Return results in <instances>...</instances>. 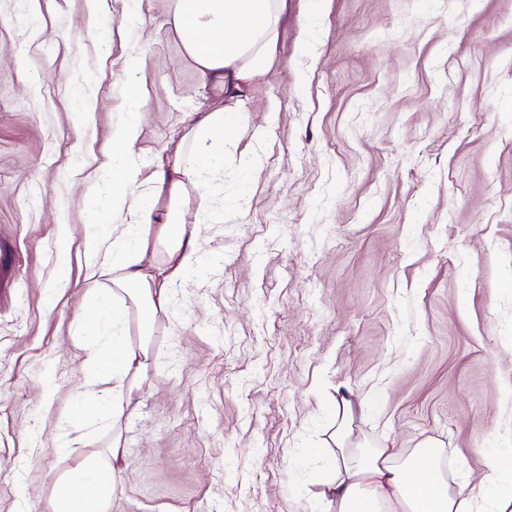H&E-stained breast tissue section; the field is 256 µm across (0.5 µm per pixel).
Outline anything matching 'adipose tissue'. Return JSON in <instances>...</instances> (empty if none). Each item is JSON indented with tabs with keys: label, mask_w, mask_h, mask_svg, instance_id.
Instances as JSON below:
<instances>
[{
	"label": "adipose tissue",
	"mask_w": 512,
	"mask_h": 512,
	"mask_svg": "<svg viewBox=\"0 0 512 512\" xmlns=\"http://www.w3.org/2000/svg\"><path fill=\"white\" fill-rule=\"evenodd\" d=\"M289 3L174 0L172 26L203 85L210 87L212 101L191 113L189 130L152 175L149 199L134 191L141 177L134 161L143 106L138 93L129 94V116L112 131L108 222L100 224L98 215H91L81 243L91 304L76 341L87 352L89 373L84 397L60 429L62 447L84 445L90 419L119 424L122 389L147 367L157 315L166 311L173 285L200 261L199 235L188 228L184 209L193 200L200 213H209L206 184L223 166L231 131L247 122L243 97L272 62L290 20ZM150 252L159 253V260L146 263ZM132 305L140 316L136 344L125 333ZM353 414L351 400L337 404L336 453L327 462L329 475L319 493L333 512H512V493L468 494L449 479L439 441L428 439L405 452L354 441ZM124 455L116 434L107 452L82 457L57 483L53 512H110L118 491L115 463Z\"/></svg>",
	"instance_id": "ef3b65f1"
}]
</instances>
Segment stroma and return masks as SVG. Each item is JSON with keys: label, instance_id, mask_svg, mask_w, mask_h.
<instances>
[{"label": "stroma", "instance_id": "35a3bbf8", "mask_svg": "<svg viewBox=\"0 0 512 512\" xmlns=\"http://www.w3.org/2000/svg\"><path fill=\"white\" fill-rule=\"evenodd\" d=\"M170 11L104 0L92 34L85 0H0V512H51L77 460L57 436L86 377L81 241L128 86L144 195L208 94ZM292 13L209 181L223 222L185 209L206 262L127 396L112 512H330L312 451L342 395L367 403L357 439L439 440L469 491L512 451V0Z\"/></svg>", "mask_w": 512, "mask_h": 512}]
</instances>
